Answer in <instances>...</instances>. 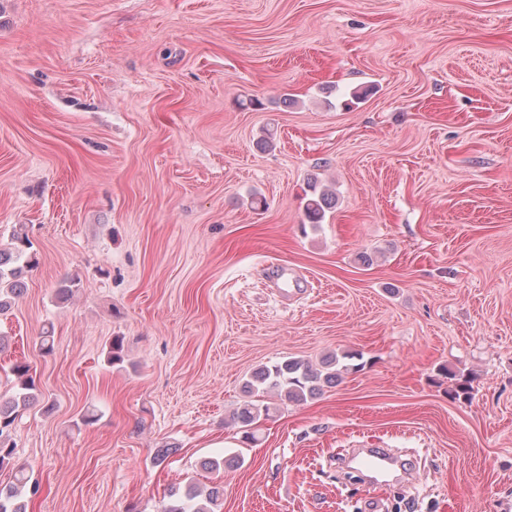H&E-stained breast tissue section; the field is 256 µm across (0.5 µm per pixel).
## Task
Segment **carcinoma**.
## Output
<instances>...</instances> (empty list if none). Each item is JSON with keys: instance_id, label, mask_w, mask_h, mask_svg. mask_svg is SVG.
Returning <instances> with one entry per match:
<instances>
[{"instance_id": "carcinoma-1", "label": "carcinoma", "mask_w": 512, "mask_h": 512, "mask_svg": "<svg viewBox=\"0 0 512 512\" xmlns=\"http://www.w3.org/2000/svg\"><path fill=\"white\" fill-rule=\"evenodd\" d=\"M331 205L332 195L327 191L313 192L304 206L308 222L323 223ZM32 246L25 227L21 225L13 231L8 247H0V312L8 309L26 289L25 273L36 264ZM354 369L353 365L340 363L336 356L323 361L318 368L297 358H287L260 368L246 384L248 393L259 396V399L245 404L234 416L243 428L244 439H254V425L260 416L270 414L271 407L263 403L260 397L274 394L284 401L301 403L321 394L324 385L335 382L343 373ZM10 374L13 376L12 395L7 399L0 396V471H9L11 481L0 484V512H27L28 502L23 499L24 491H29L30 496L34 497L39 493L40 485L31 477L26 464L17 457L13 433L24 411L38 401L39 389L27 361H15ZM445 374L448 379L456 380L455 388L450 392L452 397L471 398V378L449 369L445 370ZM220 496L218 486L204 491L193 482L172 485L164 495L166 501L160 512H214Z\"/></svg>"}]
</instances>
